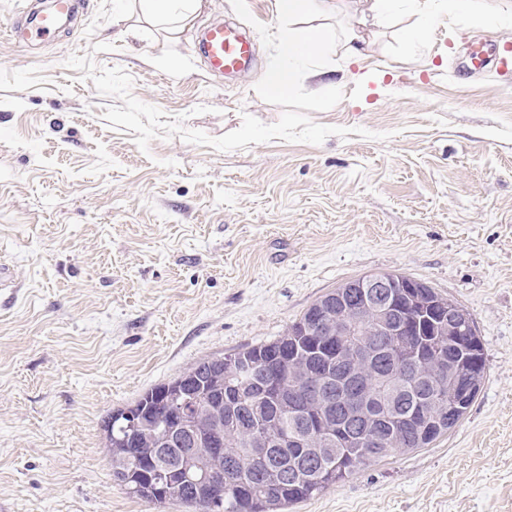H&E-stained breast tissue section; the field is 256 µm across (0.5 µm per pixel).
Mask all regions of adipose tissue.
I'll return each instance as SVG.
<instances>
[{
  "instance_id": "obj_1",
  "label": "adipose tissue",
  "mask_w": 512,
  "mask_h": 512,
  "mask_svg": "<svg viewBox=\"0 0 512 512\" xmlns=\"http://www.w3.org/2000/svg\"><path fill=\"white\" fill-rule=\"evenodd\" d=\"M141 20L163 27L170 34L191 27L200 15L203 0H134ZM334 46L330 31L294 26L282 31L278 39V54L282 64L273 66L262 75L265 87L273 93L292 91L298 67H306L312 78L325 76L324 68L312 60L329 54Z\"/></svg>"
}]
</instances>
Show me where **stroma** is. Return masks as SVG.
Wrapping results in <instances>:
<instances>
[{
  "label": "stroma",
  "mask_w": 512,
  "mask_h": 512,
  "mask_svg": "<svg viewBox=\"0 0 512 512\" xmlns=\"http://www.w3.org/2000/svg\"><path fill=\"white\" fill-rule=\"evenodd\" d=\"M472 5L402 10L274 96V0H208L176 36L83 0L47 43L10 38L23 0H0V512H189L113 480L104 417L378 271L472 315L480 392L429 447L287 512H512V79L461 84L457 37L512 43V0ZM216 22L253 40L244 73L207 69Z\"/></svg>",
  "instance_id": "35a3bbf8"
}]
</instances>
